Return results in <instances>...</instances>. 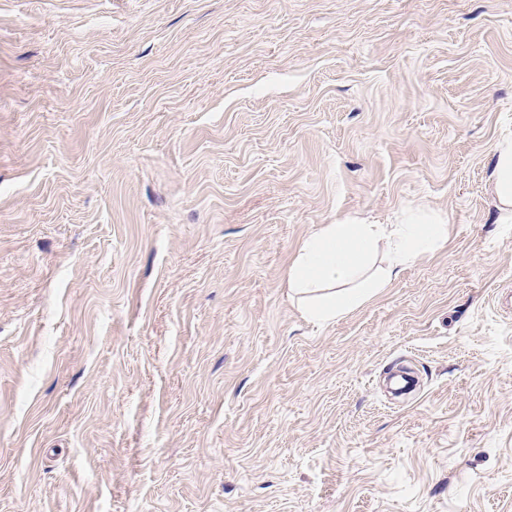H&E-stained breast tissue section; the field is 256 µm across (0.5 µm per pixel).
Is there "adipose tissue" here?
<instances>
[{
  "instance_id": "adipose-tissue-1",
  "label": "adipose tissue",
  "mask_w": 512,
  "mask_h": 512,
  "mask_svg": "<svg viewBox=\"0 0 512 512\" xmlns=\"http://www.w3.org/2000/svg\"><path fill=\"white\" fill-rule=\"evenodd\" d=\"M489 188L499 223H512L511 135L494 146ZM447 239L444 218L423 211L397 224H324L299 248L288 270V286L301 295L308 321L328 323L368 302Z\"/></svg>"
}]
</instances>
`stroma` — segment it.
I'll use <instances>...</instances> for the list:
<instances>
[{
  "instance_id": "obj_1",
  "label": "stroma",
  "mask_w": 512,
  "mask_h": 512,
  "mask_svg": "<svg viewBox=\"0 0 512 512\" xmlns=\"http://www.w3.org/2000/svg\"><path fill=\"white\" fill-rule=\"evenodd\" d=\"M512 0H0V512H512ZM448 241L336 322L319 225ZM489 188L499 212L497 223H512V136L500 138L493 150Z\"/></svg>"
}]
</instances>
